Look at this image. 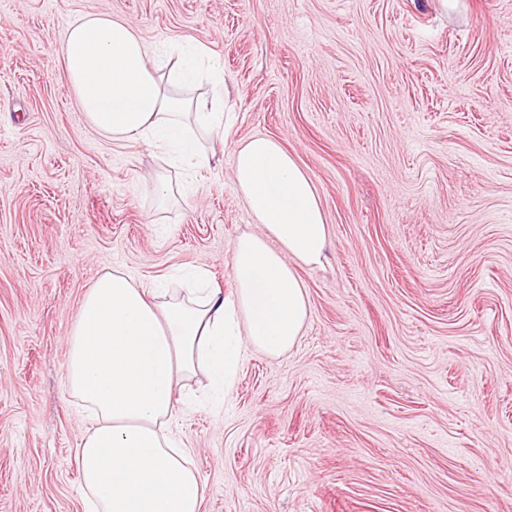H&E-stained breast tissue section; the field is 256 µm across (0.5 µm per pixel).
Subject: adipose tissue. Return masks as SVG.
Masks as SVG:
<instances>
[{
	"label": "adipose tissue",
	"mask_w": 512,
	"mask_h": 512,
	"mask_svg": "<svg viewBox=\"0 0 512 512\" xmlns=\"http://www.w3.org/2000/svg\"><path fill=\"white\" fill-rule=\"evenodd\" d=\"M57 57L98 132L210 162L193 138H223L224 96L189 95L194 60L160 72L134 28L103 13L77 17ZM233 175L261 230L231 244V294L207 287L201 270L181 292L113 270L81 298L66 384L87 417L73 462L89 512H201L203 483L172 430L175 390L202 373L224 391L245 353L277 356L302 334L309 303L297 269L321 264L328 245L314 183L268 136L236 147Z\"/></svg>",
	"instance_id": "ef3b65f1"
}]
</instances>
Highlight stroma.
<instances>
[{"label": "stroma", "mask_w": 512, "mask_h": 512, "mask_svg": "<svg viewBox=\"0 0 512 512\" xmlns=\"http://www.w3.org/2000/svg\"><path fill=\"white\" fill-rule=\"evenodd\" d=\"M88 12L222 63L232 123L193 180L79 111L57 49ZM255 135L311 177L329 249L294 347L176 392L202 512H512V0H0V512H85L80 299L114 269L231 292Z\"/></svg>", "instance_id": "35a3bbf8"}]
</instances>
